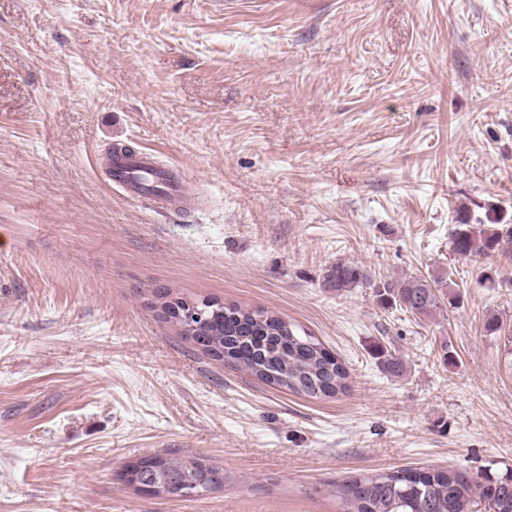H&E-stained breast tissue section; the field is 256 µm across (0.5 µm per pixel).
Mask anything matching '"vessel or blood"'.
<instances>
[{"instance_id":"1","label":"vessel or blood","mask_w":512,"mask_h":512,"mask_svg":"<svg viewBox=\"0 0 512 512\" xmlns=\"http://www.w3.org/2000/svg\"><path fill=\"white\" fill-rule=\"evenodd\" d=\"M112 179L129 196L164 207L176 201L181 208L191 203V190L183 177L172 171L157 170L153 158L145 153H128L112 161Z\"/></svg>"}]
</instances>
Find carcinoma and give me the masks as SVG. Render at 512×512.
<instances>
[{
	"label": "carcinoma",
	"instance_id": "obj_1",
	"mask_svg": "<svg viewBox=\"0 0 512 512\" xmlns=\"http://www.w3.org/2000/svg\"><path fill=\"white\" fill-rule=\"evenodd\" d=\"M494 228H477L461 216L451 234L452 251L459 257L503 252L512 243V226L495 216ZM374 289L384 307H398L419 319H429L454 305L459 295L440 275L409 276L371 281L365 269L340 262L324 274V287L349 291L363 284ZM157 298L172 308L169 321L179 335L209 358L250 373L262 381L308 398H331L347 387L348 373L336 354L317 337L264 309L226 305L215 298ZM196 308L203 321L186 328L178 313ZM376 359L393 376L404 372L402 361L381 342L372 345ZM123 484L140 489L160 481L183 484L191 490L216 479L224 483V469L200 457L157 454L125 464ZM343 512H512V472L494 478L452 468L427 471L400 469L351 478L337 487Z\"/></svg>",
	"mask_w": 512,
	"mask_h": 512
}]
</instances>
